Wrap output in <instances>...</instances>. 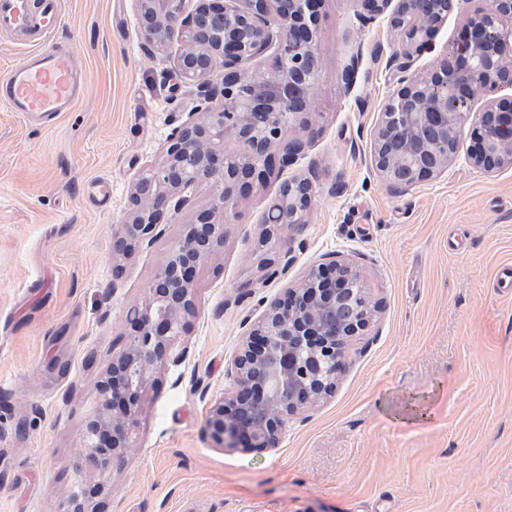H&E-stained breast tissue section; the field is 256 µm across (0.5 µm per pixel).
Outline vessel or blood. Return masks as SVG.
Wrapping results in <instances>:
<instances>
[{
	"label": "vessel or blood",
	"mask_w": 512,
	"mask_h": 512,
	"mask_svg": "<svg viewBox=\"0 0 512 512\" xmlns=\"http://www.w3.org/2000/svg\"><path fill=\"white\" fill-rule=\"evenodd\" d=\"M61 23L57 0H0V34L36 46L26 63L0 74V105L9 111L52 121L80 104L82 75L53 40Z\"/></svg>",
	"instance_id": "1"
}]
</instances>
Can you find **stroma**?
Wrapping results in <instances>:
<instances>
[{
	"label": "stroma",
	"instance_id": "1",
	"mask_svg": "<svg viewBox=\"0 0 512 512\" xmlns=\"http://www.w3.org/2000/svg\"><path fill=\"white\" fill-rule=\"evenodd\" d=\"M487 2L456 0L415 70L445 58ZM360 10L322 0L315 99L292 132L305 151L239 199L198 269V313L141 394L134 448L100 512H512V290L496 288L512 267V168L487 173L462 154L408 192L383 183L373 132L400 41L385 19L360 24ZM62 11L84 77L78 110L43 123L0 106V512H58L126 317L195 216L173 215L115 271L132 182L192 99L172 77L178 42L146 53L135 0H63ZM296 177L311 180L313 205L289 233L292 263L270 279L263 217ZM98 180L109 198L93 195ZM341 255L382 310L335 393L290 421L276 449L214 447L205 421L247 322Z\"/></svg>",
	"mask_w": 512,
	"mask_h": 512
}]
</instances>
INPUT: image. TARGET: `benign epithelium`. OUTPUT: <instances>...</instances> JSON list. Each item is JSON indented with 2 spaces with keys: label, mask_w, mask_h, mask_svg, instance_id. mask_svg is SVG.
<instances>
[{
  "label": "benign epithelium",
  "mask_w": 512,
  "mask_h": 512,
  "mask_svg": "<svg viewBox=\"0 0 512 512\" xmlns=\"http://www.w3.org/2000/svg\"><path fill=\"white\" fill-rule=\"evenodd\" d=\"M360 21L385 14L392 0H360ZM321 0H136L145 50L181 41L173 69L195 106L174 127L162 159L145 166L131 189V210L113 241L116 270L162 233L168 217L194 204L192 190L215 192L185 225L140 303L128 314L123 351L98 382L99 404L80 434L73 465L100 476L123 463L140 393L197 315V270L224 243L237 199L292 164L305 144L287 132L307 122L319 76ZM430 0H398L390 17L402 49L393 58L397 88L374 132L373 160L397 192L448 172L462 148L461 131L476 115L470 164L486 173L512 167V0H490L472 13L448 60L413 78L414 53L432 48L438 20ZM264 57L269 65L250 63ZM231 133L245 149L224 152ZM313 187L306 178L284 184L264 219L260 241L266 268L306 223ZM380 309L359 266L345 257L312 266L296 285L265 306L243 336L234 383L210 403L206 429L219 448L241 452L278 447L288 422L331 395L354 340ZM104 480L77 479L60 512H99Z\"/></svg>",
  "instance_id": "benign-epithelium-1"
}]
</instances>
